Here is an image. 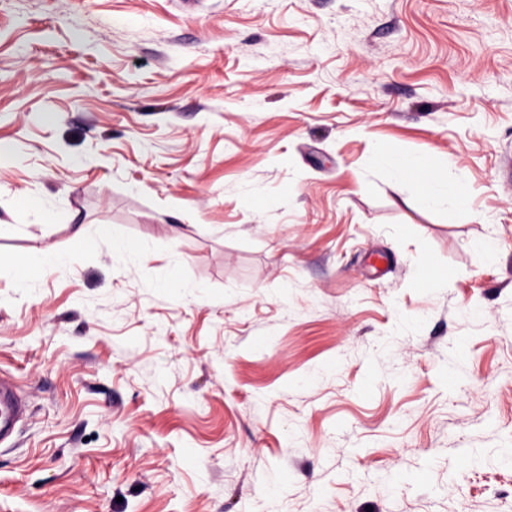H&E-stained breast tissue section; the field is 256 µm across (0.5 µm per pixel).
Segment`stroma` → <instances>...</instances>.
Masks as SVG:
<instances>
[{"instance_id": "obj_1", "label": "stroma", "mask_w": 512, "mask_h": 512, "mask_svg": "<svg viewBox=\"0 0 512 512\" xmlns=\"http://www.w3.org/2000/svg\"><path fill=\"white\" fill-rule=\"evenodd\" d=\"M507 150L512 0H0V512H512ZM375 161L389 168L396 178H411L428 201L449 199L457 207H464L468 203V195L461 184L448 186L447 180L433 172L425 178H420L421 164L418 159L401 158L395 152L381 148L376 153ZM69 261L53 252L43 253L38 258L29 259L24 262H20L11 256L0 255V267L2 263L14 267L15 279L19 287L26 286L34 278L33 275L36 272V268L42 272L54 271L65 266ZM23 411L22 401L12 384L0 377V444L13 435Z\"/></svg>"}]
</instances>
